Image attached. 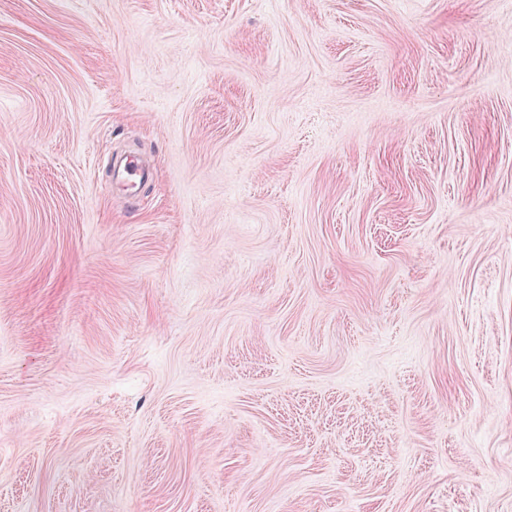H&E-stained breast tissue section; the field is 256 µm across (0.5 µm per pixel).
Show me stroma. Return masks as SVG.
Returning <instances> with one entry per match:
<instances>
[{
    "label": "stroma",
    "instance_id": "obj_1",
    "mask_svg": "<svg viewBox=\"0 0 512 512\" xmlns=\"http://www.w3.org/2000/svg\"><path fill=\"white\" fill-rule=\"evenodd\" d=\"M0 512H512V0H0ZM154 168L145 164L134 155L126 156L118 164L117 178L113 183L130 198L136 196L137 188L142 181L153 176Z\"/></svg>",
    "mask_w": 512,
    "mask_h": 512
}]
</instances>
